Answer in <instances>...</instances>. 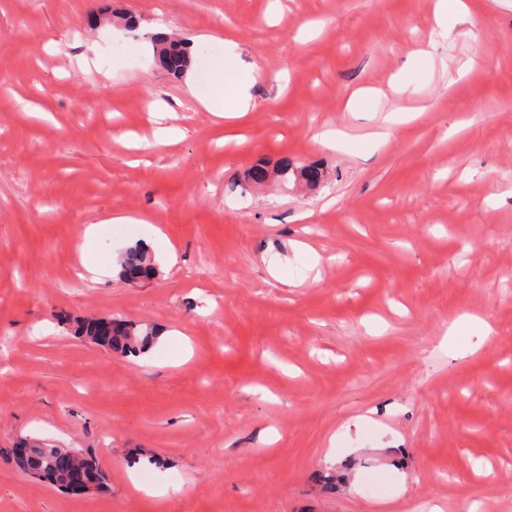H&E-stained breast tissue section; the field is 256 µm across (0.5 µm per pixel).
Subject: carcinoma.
<instances>
[{"mask_svg":"<svg viewBox=\"0 0 512 512\" xmlns=\"http://www.w3.org/2000/svg\"><path fill=\"white\" fill-rule=\"evenodd\" d=\"M151 41L154 53L168 73L181 77L190 68L191 55L184 41L172 40L167 35H153ZM321 172L322 169L315 166L300 167L292 158L283 156L271 168L261 164L251 167L250 180L255 184H262L271 178H277L283 185L293 180L303 181L314 187L318 184ZM119 266L117 276L122 280L129 271L152 268L151 256L145 249L135 246L121 255ZM157 339L158 333L154 328L125 321L114 325L112 337L101 348L111 353L140 355L149 352ZM81 466L94 488L103 485L105 475L102 469L91 460L85 461V457L72 448H48L35 443L31 446L29 460L22 469L63 489L69 472Z\"/></svg>","mask_w":512,"mask_h":512,"instance_id":"1","label":"carcinoma"}]
</instances>
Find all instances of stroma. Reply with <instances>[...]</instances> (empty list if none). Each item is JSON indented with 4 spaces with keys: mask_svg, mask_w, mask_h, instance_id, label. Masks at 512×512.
<instances>
[{
    "mask_svg": "<svg viewBox=\"0 0 512 512\" xmlns=\"http://www.w3.org/2000/svg\"><path fill=\"white\" fill-rule=\"evenodd\" d=\"M465 2L0 0V512H512V0ZM160 26L233 43L249 111L167 74ZM285 154L324 183L244 182ZM135 239L156 278L79 277ZM89 316L160 339L113 355ZM32 439L105 489L19 470ZM88 465L83 470L87 476L89 483L95 488H99L105 482V475L99 466L95 464L91 459H88ZM80 471H74L73 476L68 480L69 488L74 493H81L87 490V482L81 476Z\"/></svg>",
    "mask_w": 512,
    "mask_h": 512,
    "instance_id": "obj_1",
    "label": "stroma"
}]
</instances>
